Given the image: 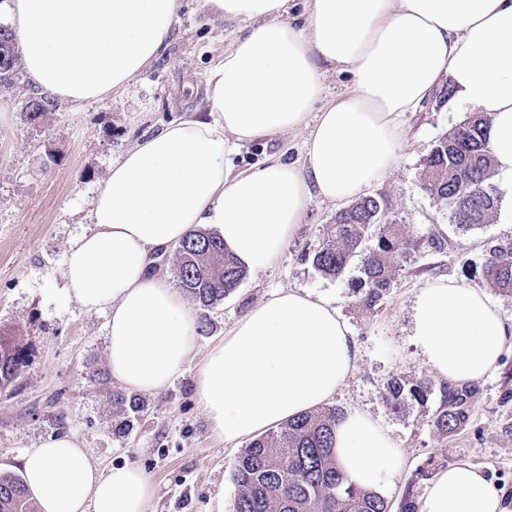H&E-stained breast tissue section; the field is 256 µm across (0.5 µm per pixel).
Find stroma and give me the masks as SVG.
Listing matches in <instances>:
<instances>
[{
    "mask_svg": "<svg viewBox=\"0 0 512 512\" xmlns=\"http://www.w3.org/2000/svg\"><path fill=\"white\" fill-rule=\"evenodd\" d=\"M237 29L205 15L198 0H183L166 52L145 72L101 100H54L37 125L23 116L25 102L39 95L24 71L0 90V336L22 348L28 361L0 388V471L20 474L23 457L41 440L70 435L99 468L140 467L155 488L152 512H234L233 471L241 447L212 433L196 397V375L209 348L248 310L277 291L299 290L330 299L356 341V369L333 406L367 412L402 448V464L382 491L390 512H398L406 493L421 495L430 476L461 461L497 483L512 512V349L498 369L477 381L466 425L446 436L433 426L442 380L423 364L410 336L421 288L445 278L485 288L473 270L484 263L487 245L512 243V211L498 210L486 224L462 232L421 184L423 161L436 140L474 112L449 94L445 82L403 115L399 159L369 190L391 199L389 217L402 224L408 241L393 285L375 309L360 306L355 288L361 256L377 243L376 230L366 233L341 275L324 276L307 255L342 206L313 199L273 267L248 272L215 306L188 299L205 327L189 363L163 392L142 394L143 411L126 433L114 432L121 416L110 398L118 384L107 363V316L65 294V255L90 229L96 189L123 152L171 122L206 115V73ZM313 125L309 117L294 130L241 144L233 163L248 169L272 158L299 160ZM428 376L435 390L426 403L398 412L386 403L392 378Z\"/></svg>",
    "mask_w": 512,
    "mask_h": 512,
    "instance_id": "obj_1",
    "label": "stroma"
}]
</instances>
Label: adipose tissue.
<instances>
[{
	"label": "adipose tissue",
	"instance_id": "1",
	"mask_svg": "<svg viewBox=\"0 0 512 512\" xmlns=\"http://www.w3.org/2000/svg\"><path fill=\"white\" fill-rule=\"evenodd\" d=\"M181 0H10L26 76L62 101L124 88L164 52ZM205 14L242 29L206 74L209 114L170 124L127 150L99 184L92 230L69 248L67 295L105 310L108 367L132 392L159 393L195 348L197 324L149 255L215 225L245 267L280 257L313 198L359 197L394 168L400 120L449 78L488 118L498 176L512 181V0H200ZM351 87L320 105L322 64ZM315 113L303 162L236 170L241 143L300 126ZM417 354L454 385L491 374L512 348V319L483 291L453 280L421 289L412 315ZM356 342L325 298L280 291L250 309L209 349L196 395L213 434L231 444L328 404L350 375ZM342 470L380 491L402 450L353 410L335 428ZM27 492L39 512H150L154 487L133 465L103 471L76 437H49L27 453ZM501 488L476 466L438 473L420 512H506Z\"/></svg>",
	"mask_w": 512,
	"mask_h": 512
}]
</instances>
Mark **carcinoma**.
<instances>
[{
	"mask_svg": "<svg viewBox=\"0 0 512 512\" xmlns=\"http://www.w3.org/2000/svg\"><path fill=\"white\" fill-rule=\"evenodd\" d=\"M39 98L25 107L31 125L41 121ZM488 118L467 117L452 132L438 138L422 164L424 189L448 206V220L468 231L489 221L498 210L499 195L491 183L492 159L484 129ZM392 209L384 196H367L336 214L323 228L312 253L313 266L326 276L340 275L369 229L377 226L376 247L362 260L357 293L372 309L392 287L404 239L400 225L389 222ZM176 278L180 288L203 307L232 294L246 271L224 241L204 229L192 231L177 247ZM481 277L500 295L512 298V245L497 244L480 270ZM27 366L23 350L0 337V386L11 383ZM433 384L426 378H396L387 385L386 401L394 410L410 402L427 401ZM477 395L471 387L440 386V406L433 425L443 435L462 428ZM112 405L124 414H139L140 399L123 391L112 392ZM340 412L334 407L306 411L253 439L242 450L233 472L237 486L234 512H389L378 493L355 485L338 467L333 454V433ZM0 512H32L23 481L0 475Z\"/></svg>",
	"mask_w": 512,
	"mask_h": 512,
	"instance_id": "cac0c4a2",
	"label": "carcinoma"
}]
</instances>
